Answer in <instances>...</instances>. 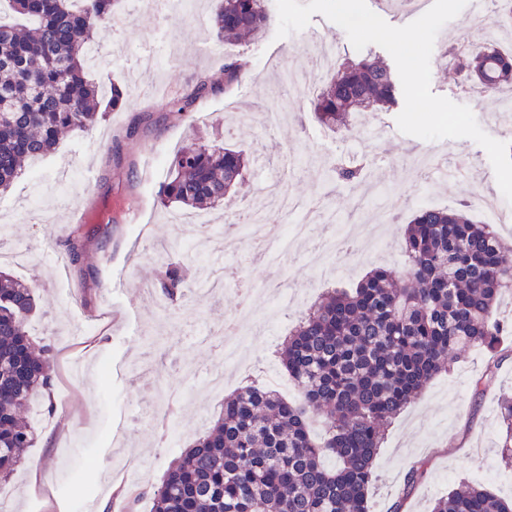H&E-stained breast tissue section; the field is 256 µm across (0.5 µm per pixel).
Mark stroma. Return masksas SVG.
Segmentation results:
<instances>
[{
  "mask_svg": "<svg viewBox=\"0 0 512 512\" xmlns=\"http://www.w3.org/2000/svg\"><path fill=\"white\" fill-rule=\"evenodd\" d=\"M190 3L188 15L170 23L137 0H121L118 14L96 26L94 40L103 47L121 44L123 52L89 71L92 80L126 89L125 105L100 124L109 133L107 142H96L90 132L69 134L41 165H28L0 197V252L29 250L25 263L2 261L0 270L34 288L37 308L30 334L54 355L53 391L31 405L37 417L34 443L11 478L9 512H81L89 500L110 510L121 485L113 469L125 460L140 471L141 487L160 485L173 460L213 425L225 396L245 379L261 381L293 321L327 289L351 288L375 268L402 266L414 198L432 194L433 206L442 208L475 195L504 202L486 151L467 138L446 145L450 154L467 156L469 181L428 191L425 173L410 171L406 160L428 154L432 144L398 131L400 107L365 113L352 135L320 125L311 96L328 73L313 67L304 32L279 39L271 26L261 42L227 46L211 26L212 0ZM237 54L248 56L249 76L202 103L217 122L195 123L165 109L172 91L200 77L223 81L225 56ZM285 67L306 75L308 95L282 86ZM281 96L293 112L280 127L265 129L257 116L267 101ZM197 140L261 155L244 184L231 192V203L265 190L275 179L277 160L289 153L297 165L285 182L287 191L331 205L337 223L356 225L360 234L384 229L385 250L354 254L342 267L321 275L305 246L283 256L274 271L252 259L249 240L217 208L211 212L215 234L223 240L239 238V247L215 255L196 252L190 243L196 225L170 223L177 209L160 205L158 191L174 151ZM363 154L384 159L375 173L384 208L361 205L363 187L340 186L322 175L332 160ZM77 208L99 233L87 241L82 265H67L60 273L53 258L63 249ZM389 211L399 214V223H385ZM171 258L236 270L238 280L253 287L252 311L269 322L267 334L248 340L243 362L225 368L222 392L196 388L180 366L210 363L208 348L196 343L197 332L223 327L225 316L238 305V281L225 282L222 293L206 298L189 295L180 312L157 309L155 293L142 292L141 286L154 283ZM503 345L498 370L482 387L473 381L485 369L486 352L461 351L450 370L435 377L392 422L374 460L369 512H392L397 505L403 512H431L438 498L473 482L512 499V482L506 479L512 466L497 448L500 402L512 394V336ZM151 376L172 389L169 405L178 430H162L157 420L138 421V412L149 404ZM419 463L425 464L426 474L415 487H407L406 475Z\"/></svg>",
  "mask_w": 512,
  "mask_h": 512,
  "instance_id": "obj_1",
  "label": "stroma"
}]
</instances>
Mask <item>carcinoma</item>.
<instances>
[{
  "label": "carcinoma",
  "instance_id": "cac0c4a2",
  "mask_svg": "<svg viewBox=\"0 0 512 512\" xmlns=\"http://www.w3.org/2000/svg\"><path fill=\"white\" fill-rule=\"evenodd\" d=\"M22 23L0 21V196L22 175L25 162L44 156L61 136L93 129L106 113L125 105L126 91L88 78L87 49L97 23L118 0H9ZM493 27L512 29V0H491ZM270 16L266 0H219L211 18L227 44L261 40ZM463 83L483 93L512 86V51L487 40L448 53L444 62ZM249 71L244 59L224 65V88ZM313 99L318 121L353 129L352 113L390 108L398 80L382 59L336 61ZM202 79L176 91L169 111L189 112L216 91ZM252 163L241 150L214 141L179 149L159 193L165 207L206 210L224 201ZM359 161L327 170L337 184L356 187L365 176ZM457 209L419 208L405 230L406 266L378 268L350 291L332 290L305 314L279 353L300 401L268 388L246 386L224 400L210 430L184 451L153 491V512H368L373 460L389 422L447 370L458 350L481 347L485 376L499 364L500 337L512 333L495 307L512 288V264L488 224ZM67 236L66 259L81 262L85 235ZM170 307L187 296L182 261L171 260L153 284ZM34 289L0 271V491L33 443L34 422L21 413L51 392L50 350L35 352L28 331ZM309 414L323 417L328 433L315 442ZM502 457L512 462V397L500 404ZM432 512H512L500 498L464 484L439 498Z\"/></svg>",
  "mask_w": 512,
  "mask_h": 512
}]
</instances>
